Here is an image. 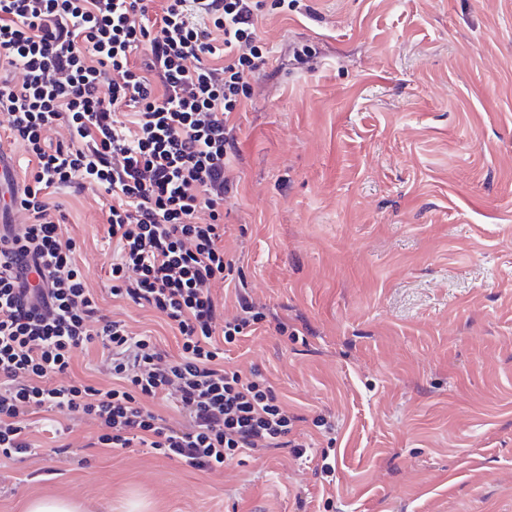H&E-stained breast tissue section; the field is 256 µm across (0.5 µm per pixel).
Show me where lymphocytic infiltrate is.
<instances>
[{"mask_svg":"<svg viewBox=\"0 0 512 512\" xmlns=\"http://www.w3.org/2000/svg\"><path fill=\"white\" fill-rule=\"evenodd\" d=\"M0 0V113L36 165L7 181L21 228L0 225V457L35 454L30 415L87 418L97 444H138L217 473L238 456L287 448L309 457L290 412L258 371L225 365V346L267 322L238 292L225 316L217 290L235 279L224 251V198L234 186L229 117L270 50L255 21L264 0ZM140 65H132L134 54ZM128 108L130 122L116 112ZM66 131L48 147V134ZM112 197L119 246L111 295L153 311L181 336L171 356L101 314L64 239L54 189ZM100 342L112 383L69 379L74 355ZM172 401L180 423L161 404Z\"/></svg>","mask_w":512,"mask_h":512,"instance_id":"lymphocytic-infiltrate-1","label":"lymphocytic infiltrate"}]
</instances>
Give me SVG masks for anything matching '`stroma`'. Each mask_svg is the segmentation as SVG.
I'll return each instance as SVG.
<instances>
[{"label": "stroma", "mask_w": 512, "mask_h": 512, "mask_svg": "<svg viewBox=\"0 0 512 512\" xmlns=\"http://www.w3.org/2000/svg\"><path fill=\"white\" fill-rule=\"evenodd\" d=\"M258 32L271 58L231 115L224 247L304 339L263 328L224 356L305 415L313 461L207 474L91 447L78 421L69 453L39 432L0 460V512H512V0H300ZM55 198L104 313L177 353L161 318L112 306L111 196ZM78 508L70 501L43 497L31 500L26 508V512H77Z\"/></svg>", "instance_id": "35a3bbf8"}]
</instances>
